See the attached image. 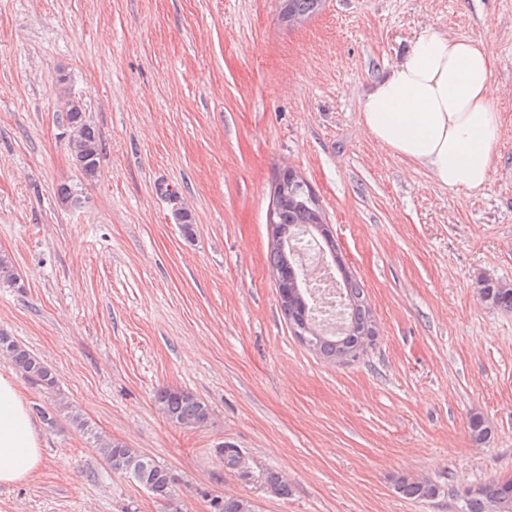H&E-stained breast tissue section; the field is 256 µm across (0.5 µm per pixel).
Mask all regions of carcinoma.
I'll use <instances>...</instances> for the list:
<instances>
[{
    "instance_id": "carcinoma-1",
    "label": "carcinoma",
    "mask_w": 512,
    "mask_h": 512,
    "mask_svg": "<svg viewBox=\"0 0 512 512\" xmlns=\"http://www.w3.org/2000/svg\"><path fill=\"white\" fill-rule=\"evenodd\" d=\"M322 0H281L282 17L306 20L321 9ZM67 124L73 127L75 134L69 146L73 160L92 158V165L86 166L81 175L88 181L98 177L102 144L98 130L86 117V110H75L65 104ZM297 195L288 196L278 202V223L286 235L307 231L312 239H317L315 212L318 207L302 202L310 191L303 179L295 180ZM272 272L288 280L290 288L278 289L280 296H288L287 319L297 333L303 326L310 329L308 346L325 359L334 362L354 361L363 355L357 350L359 332L372 324L369 320L370 306L351 274L342 277L343 295L347 305L346 330L341 336H324L318 329L313 316L312 299L303 283L302 269L290 249L273 248L269 253ZM18 274L10 259L0 255V283L16 286ZM481 295L490 305L505 311L512 310V286L507 283L486 280L482 282ZM0 354L8 357L15 368L33 383L48 390L55 384L51 368L38 355L17 342L8 333L0 332ZM155 403L159 412L172 424L179 427H202L211 420L210 406L193 393L179 389L163 387L155 394ZM71 425L90 436L112 469L119 471L137 482L150 483L148 490L159 500L171 506V512H179L173 507V486L175 479L169 469L152 458L140 453L126 444L112 440L93 431L87 420L70 406L64 407ZM398 490L409 498L428 500L438 493L437 487L427 481H416L403 477L399 480ZM500 503V512H512V477L501 478L481 484L465 493V512H488L489 500ZM215 512H254L253 505L244 498L229 496L221 500L220 508Z\"/></svg>"
}]
</instances>
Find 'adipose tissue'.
Wrapping results in <instances>:
<instances>
[{
  "label": "adipose tissue",
  "instance_id": "adipose-tissue-1",
  "mask_svg": "<svg viewBox=\"0 0 512 512\" xmlns=\"http://www.w3.org/2000/svg\"><path fill=\"white\" fill-rule=\"evenodd\" d=\"M481 42L428 27L361 100V124L381 149L423 166L434 182L478 192L501 136L499 89ZM41 433L12 374L0 371V487L27 482Z\"/></svg>",
  "mask_w": 512,
  "mask_h": 512
}]
</instances>
